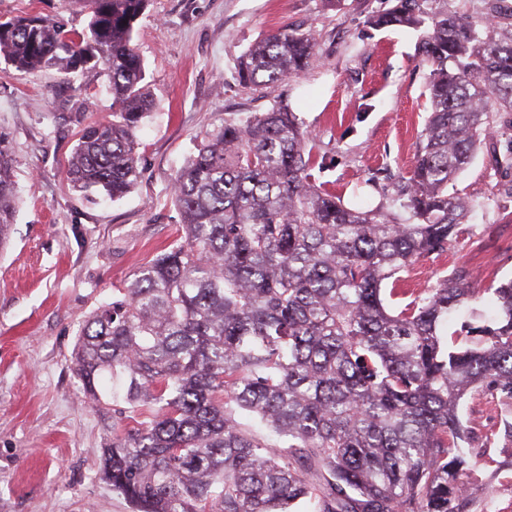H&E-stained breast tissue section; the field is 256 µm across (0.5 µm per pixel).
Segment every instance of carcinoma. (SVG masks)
<instances>
[{"instance_id": "cac0c4a2", "label": "carcinoma", "mask_w": 512, "mask_h": 512, "mask_svg": "<svg viewBox=\"0 0 512 512\" xmlns=\"http://www.w3.org/2000/svg\"><path fill=\"white\" fill-rule=\"evenodd\" d=\"M88 2L81 32L41 14L0 20V61L100 70L112 119L82 130L66 177L116 201L140 178L152 105L134 44L149 0ZM369 23L423 31L429 70L415 164L391 204L349 208L316 184L314 139L286 104L226 123L173 181L183 235L79 334L84 392L121 414L99 471L135 512H492L470 485L479 463L504 469L488 449L512 447V279L488 285L481 324L464 272L423 289L397 274L454 247L475 203L448 184L478 151L512 171L490 135L512 130V13L395 0ZM316 56L313 33L285 26L241 54L235 81L260 92ZM17 206L0 133V245ZM472 395L494 415L482 430L465 414Z\"/></svg>"}]
</instances>
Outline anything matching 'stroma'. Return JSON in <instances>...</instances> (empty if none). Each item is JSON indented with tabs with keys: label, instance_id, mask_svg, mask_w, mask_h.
Masks as SVG:
<instances>
[{
	"label": "stroma",
	"instance_id": "35a3bbf8",
	"mask_svg": "<svg viewBox=\"0 0 512 512\" xmlns=\"http://www.w3.org/2000/svg\"><path fill=\"white\" fill-rule=\"evenodd\" d=\"M393 0H150L136 26L153 110L138 133L139 184L123 199H85L65 168L81 129L112 115L98 70L27 74L0 63V132L14 157L19 208L0 247V512H132L99 475L111 416L85 394L73 350L87 318L179 237L172 181L195 145L227 122L288 104L326 160L316 182L373 209L408 178L427 117L429 71L418 34L371 27ZM37 11L83 29V0H0V16ZM289 25L319 54L298 78L263 92L233 78L243 51ZM476 208L454 248L402 273L424 288L463 271L484 288L512 276V173L478 152L448 186Z\"/></svg>",
	"mask_w": 512,
	"mask_h": 512
}]
</instances>
